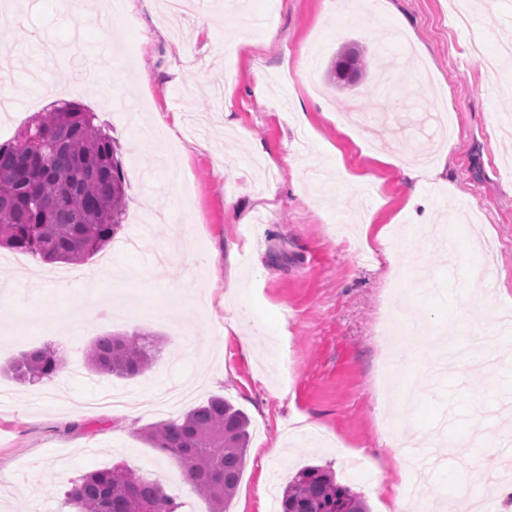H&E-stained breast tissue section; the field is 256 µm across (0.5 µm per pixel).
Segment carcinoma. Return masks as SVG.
<instances>
[{
    "label": "carcinoma",
    "mask_w": 512,
    "mask_h": 512,
    "mask_svg": "<svg viewBox=\"0 0 512 512\" xmlns=\"http://www.w3.org/2000/svg\"><path fill=\"white\" fill-rule=\"evenodd\" d=\"M363 65L345 50L328 80L353 82ZM78 103L42 113L13 141L0 145V246L47 262L80 263L107 246L126 218V192L118 145ZM160 344L142 333L108 334L85 353L93 372L134 378L153 365ZM64 366L49 346L21 353L11 364L20 383L49 382ZM247 415L214 396L175 420L149 427L153 447L176 460L185 478L210 504L226 512L246 464ZM68 503L75 512H176L159 482L128 466L99 469L73 481ZM281 512H369L366 500L337 482L328 468L307 466L288 484Z\"/></svg>",
    "instance_id": "cac0c4a2"
}]
</instances>
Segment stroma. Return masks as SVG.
<instances>
[{
	"label": "stroma",
	"mask_w": 512,
	"mask_h": 512,
	"mask_svg": "<svg viewBox=\"0 0 512 512\" xmlns=\"http://www.w3.org/2000/svg\"><path fill=\"white\" fill-rule=\"evenodd\" d=\"M177 29L133 8L104 37L88 16L53 0H21L0 15L9 67L0 83V143L60 101L95 112L122 149L126 220L89 268L112 270L92 319H75L84 287L53 265L0 247V512H73L72 480L124 464L161 483L177 512H208L180 466L143 437L168 420L153 402L183 375L192 404L221 396L250 419L246 464L227 512H278L288 481L330 468L371 512H395L406 473L393 439L444 427L476 435L478 469H499L493 445L512 372L475 379L467 363L439 366L426 341L407 367L386 365L381 315L430 329L499 333L512 300V58L488 73L468 55L470 32L448 0H184ZM497 54L512 38V0L475 13ZM371 65L354 85L328 83L342 50ZM122 70L77 80L86 57ZM307 121L294 126L297 105ZM397 158L398 166L388 165ZM423 169L404 184L400 166ZM187 173L191 201L171 202L168 169ZM392 231L400 267L427 278L391 294L393 269L364 224ZM150 333L163 343L152 368L123 379L89 372L93 337ZM48 345L65 362L53 381L22 384L3 366ZM413 378L415 406L386 402L382 370ZM282 455L267 456L272 446ZM364 458L374 474H348Z\"/></svg>",
	"instance_id": "stroma-1"
}]
</instances>
